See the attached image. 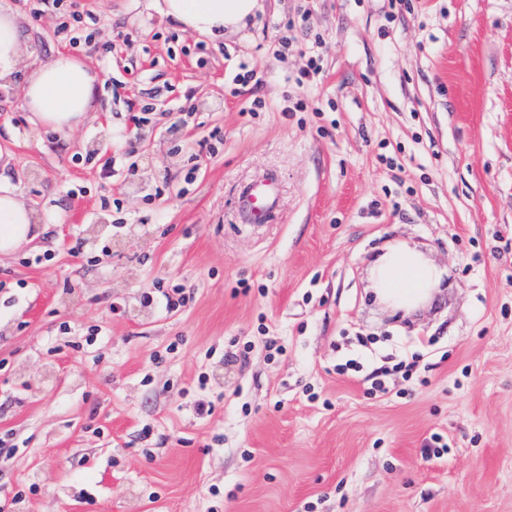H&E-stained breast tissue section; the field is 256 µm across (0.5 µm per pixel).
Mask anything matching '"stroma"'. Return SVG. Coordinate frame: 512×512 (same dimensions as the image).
<instances>
[{
  "instance_id": "1",
  "label": "stroma",
  "mask_w": 512,
  "mask_h": 512,
  "mask_svg": "<svg viewBox=\"0 0 512 512\" xmlns=\"http://www.w3.org/2000/svg\"><path fill=\"white\" fill-rule=\"evenodd\" d=\"M264 5L213 42L148 0L38 17L0 0L26 20L28 61L65 51L101 70L97 120L66 136L31 127L17 86L0 87L6 174L64 217L0 259V499L512 512V0ZM306 10L324 38L310 83L289 26ZM74 11L100 14L90 43L60 39ZM242 66L254 77L237 87ZM270 171L273 220L240 223L239 187ZM396 243L443 272L399 318L370 281ZM157 283L187 288L186 304H147ZM357 337L375 367L414 363L399 395L337 373Z\"/></svg>"
}]
</instances>
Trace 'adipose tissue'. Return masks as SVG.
<instances>
[{
  "label": "adipose tissue",
  "mask_w": 512,
  "mask_h": 512,
  "mask_svg": "<svg viewBox=\"0 0 512 512\" xmlns=\"http://www.w3.org/2000/svg\"><path fill=\"white\" fill-rule=\"evenodd\" d=\"M161 19L211 40L244 26L262 11V0H150ZM27 47L19 14L0 11V85H18L32 125L60 134L94 119L96 68L64 53L45 63L23 65ZM59 214L41 212L0 177V255H11L34 239L37 224L60 222ZM370 278L378 297L405 310L427 303L437 290L441 270L418 249L405 244L386 247L375 260Z\"/></svg>",
  "instance_id": "ef3b65f1"
}]
</instances>
